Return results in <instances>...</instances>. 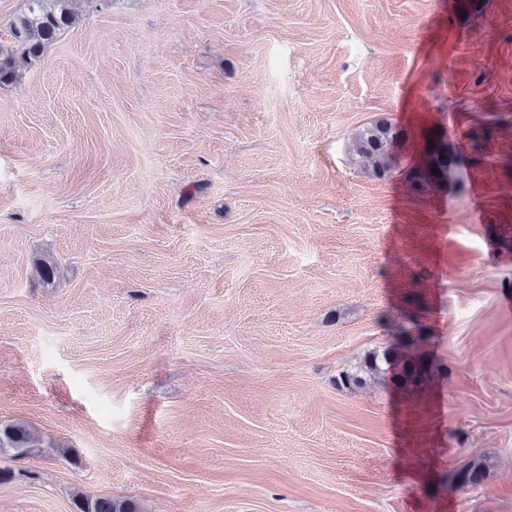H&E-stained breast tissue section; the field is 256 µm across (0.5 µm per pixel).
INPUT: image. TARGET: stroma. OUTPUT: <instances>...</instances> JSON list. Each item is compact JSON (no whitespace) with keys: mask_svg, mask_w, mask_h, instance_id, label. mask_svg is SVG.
<instances>
[{"mask_svg":"<svg viewBox=\"0 0 512 512\" xmlns=\"http://www.w3.org/2000/svg\"><path fill=\"white\" fill-rule=\"evenodd\" d=\"M73 8L0 88V512H512V0ZM414 322L429 384L337 386ZM401 133L386 121H379L357 132L349 144L352 156L367 159L374 177H390L400 167L398 143ZM428 140H432V144H429ZM433 168H437L438 173H432ZM449 170L448 145L440 133L432 132L425 137L422 160L411 168L409 178L415 183L427 184L436 180H446ZM34 438L31 430L23 422L0 425V452L13 450L17 456L32 454ZM485 476V462L473 460L459 467L453 474V480L457 485L463 488H471L480 485ZM74 506L76 512H140L133 500L112 496L92 498L78 495L74 500Z\"/></svg>","mask_w":512,"mask_h":512,"instance_id":"stroma-1","label":"stroma"}]
</instances>
